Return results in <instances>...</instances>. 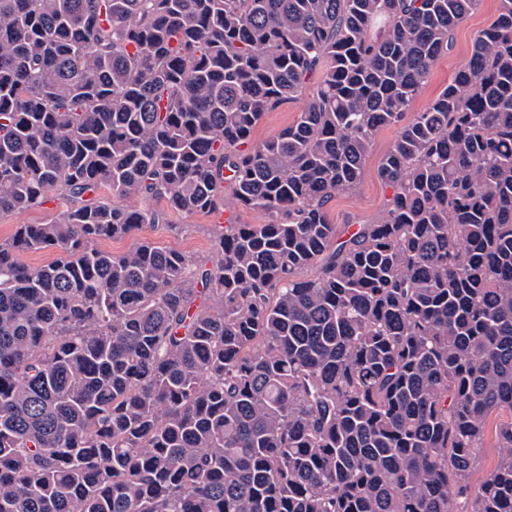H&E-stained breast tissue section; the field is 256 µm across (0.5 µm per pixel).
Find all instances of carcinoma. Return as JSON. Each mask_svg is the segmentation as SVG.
Returning a JSON list of instances; mask_svg holds the SVG:
<instances>
[{"mask_svg": "<svg viewBox=\"0 0 512 512\" xmlns=\"http://www.w3.org/2000/svg\"><path fill=\"white\" fill-rule=\"evenodd\" d=\"M480 3L0 0V512H512V0L407 115ZM303 104L304 99L298 97L280 104L271 112H266L254 130V140L263 141L277 135L284 127L296 119ZM397 126L379 131L374 150L369 156L363 179L354 192L336 194L328 204L330 218L334 224H365L374 222L383 214L390 190L384 186L377 175V166L381 155L397 134ZM55 213V204H49L42 209L0 215V241H5L11 237L15 224H43L50 221ZM224 223V213L210 216L195 215L182 217L173 215L171 224H190L185 232L175 233L167 224H143L133 236L121 239H105L100 247L113 253H121L128 249L133 241L147 239L161 246L177 248L197 262L216 260L208 224Z\"/></svg>", "mask_w": 512, "mask_h": 512, "instance_id": "carcinoma-1", "label": "carcinoma"}]
</instances>
